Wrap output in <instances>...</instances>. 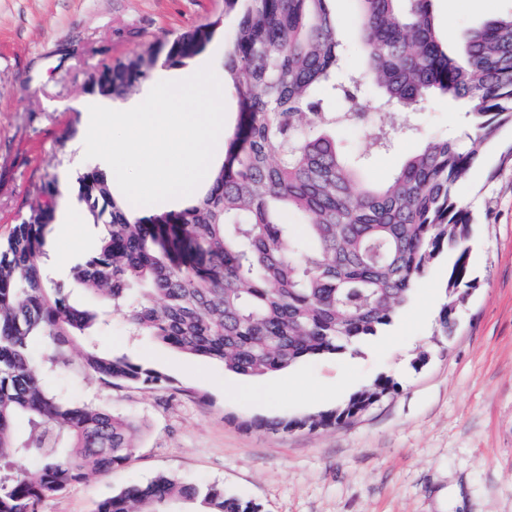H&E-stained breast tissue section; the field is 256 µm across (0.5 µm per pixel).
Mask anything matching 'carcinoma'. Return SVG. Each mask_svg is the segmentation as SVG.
I'll use <instances>...</instances> for the list:
<instances>
[{"label": "carcinoma", "mask_w": 512, "mask_h": 512, "mask_svg": "<svg viewBox=\"0 0 512 512\" xmlns=\"http://www.w3.org/2000/svg\"><path fill=\"white\" fill-rule=\"evenodd\" d=\"M331 0H225L236 15L224 81L239 115L214 184L194 204L140 215L95 167L77 178V202L103 226L97 247L56 278L44 250L59 193L34 189L27 219L0 247V512L37 505L88 473L108 474L135 453V421L50 391L43 371L70 365L109 387L162 386L163 374L98 350L91 329L119 314L136 335L247 377L343 354L391 323L425 271L451 258L440 327L455 328L470 278L471 206L457 193L486 145L512 125V10L470 29L453 54L433 0H356L361 71H346ZM216 25L171 43L164 63L184 65ZM158 58L103 65L112 94L148 79ZM389 122L368 125L371 146L432 97L462 99L466 129L431 138L387 180L361 179L365 158L336 131L362 124L363 90ZM304 221L300 232L284 213ZM394 389L380 378L342 408L304 419H258L270 432L349 422ZM261 512L217 483L159 474L99 502L94 512Z\"/></svg>", "instance_id": "obj_1"}]
</instances>
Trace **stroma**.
<instances>
[{"instance_id": "stroma-1", "label": "stroma", "mask_w": 512, "mask_h": 512, "mask_svg": "<svg viewBox=\"0 0 512 512\" xmlns=\"http://www.w3.org/2000/svg\"><path fill=\"white\" fill-rule=\"evenodd\" d=\"M511 8L512 0H433L452 48ZM218 17L223 28L188 68L209 65L220 76L234 27L224 0H0L1 241L27 216L34 184L94 167L78 136L65 134L92 98L90 75ZM463 112L462 102L431 101L415 118V134L396 136L389 151L368 158L364 180H385L427 138L460 135ZM511 145L512 129L502 128L459 189L476 216L469 245L477 286L459 305L452 334L439 325L443 260L383 333L355 351L272 375L273 390L260 400L246 379L225 396L231 375L222 365L129 335L113 316L98 346L167 374L174 386L110 388L77 358L50 372L51 389L133 417L141 428L127 466L87 475L38 512H93L102 499L161 473L222 484L262 512H512V169L498 167ZM382 376L394 390L349 424L278 433L246 426L334 409Z\"/></svg>"}]
</instances>
